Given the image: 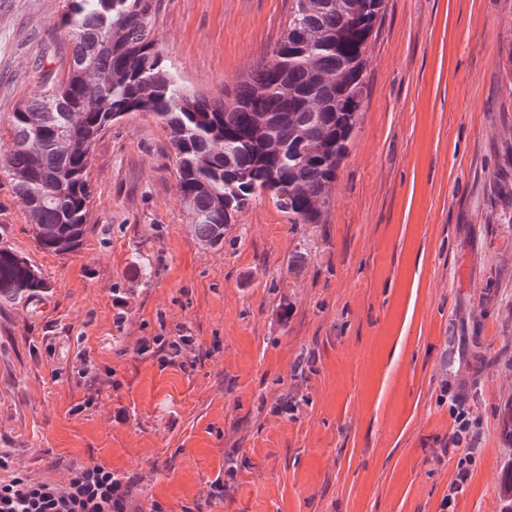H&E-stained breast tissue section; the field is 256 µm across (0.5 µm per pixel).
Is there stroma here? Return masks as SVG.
<instances>
[{
    "label": "stroma",
    "mask_w": 512,
    "mask_h": 512,
    "mask_svg": "<svg viewBox=\"0 0 512 512\" xmlns=\"http://www.w3.org/2000/svg\"><path fill=\"white\" fill-rule=\"evenodd\" d=\"M293 0H157L185 85L217 96ZM64 0H0V147L60 73ZM320 223L254 201L211 248L146 115L98 136L89 232L38 247L0 173V245L46 292L0 303V450L62 483L103 465L130 512H502L512 460V0H385ZM186 326L183 363L140 338ZM476 438L452 443L459 406ZM471 459L461 490L457 464ZM224 494L211 498L216 485Z\"/></svg>",
    "instance_id": "35a3bbf8"
}]
</instances>
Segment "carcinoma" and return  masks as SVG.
<instances>
[{
  "mask_svg": "<svg viewBox=\"0 0 512 512\" xmlns=\"http://www.w3.org/2000/svg\"><path fill=\"white\" fill-rule=\"evenodd\" d=\"M154 0H65L67 71L11 116L0 171L35 221L39 247L75 251L88 230L92 151L131 114L166 131L178 199L211 246L253 201L268 197L295 224H318L359 123L368 43L384 0H294L280 38L247 79L218 97L187 88L152 27ZM270 120L265 144L257 113ZM41 271L0 247V302L45 292Z\"/></svg>",
  "mask_w": 512,
  "mask_h": 512,
  "instance_id": "1",
  "label": "carcinoma"
}]
</instances>
